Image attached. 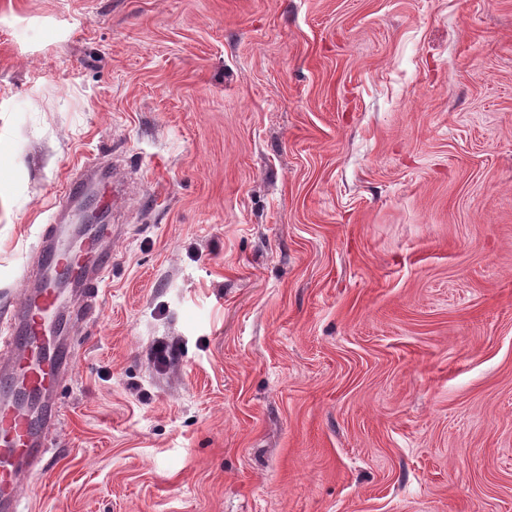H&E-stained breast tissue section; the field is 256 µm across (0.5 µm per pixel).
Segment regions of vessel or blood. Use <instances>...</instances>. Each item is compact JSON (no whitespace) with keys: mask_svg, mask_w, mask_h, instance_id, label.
I'll use <instances>...</instances> for the list:
<instances>
[{"mask_svg":"<svg viewBox=\"0 0 512 512\" xmlns=\"http://www.w3.org/2000/svg\"><path fill=\"white\" fill-rule=\"evenodd\" d=\"M61 227L44 236L38 253L37 281L11 313L8 346L0 350V512H22L16 483L25 470L45 468V432L60 414L55 386L72 366L62 345L46 346L44 319L57 311L59 280L98 296L112 268V253L101 250L94 266H76L59 246Z\"/></svg>","mask_w":512,"mask_h":512,"instance_id":"obj_1","label":"vessel or blood"}]
</instances>
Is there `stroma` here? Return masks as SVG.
Here are the masks:
<instances>
[{"mask_svg":"<svg viewBox=\"0 0 512 512\" xmlns=\"http://www.w3.org/2000/svg\"><path fill=\"white\" fill-rule=\"evenodd\" d=\"M98 159L26 512H512V0H0V320Z\"/></svg>","mask_w":512,"mask_h":512,"instance_id":"35a3bbf8","label":"stroma"}]
</instances>
